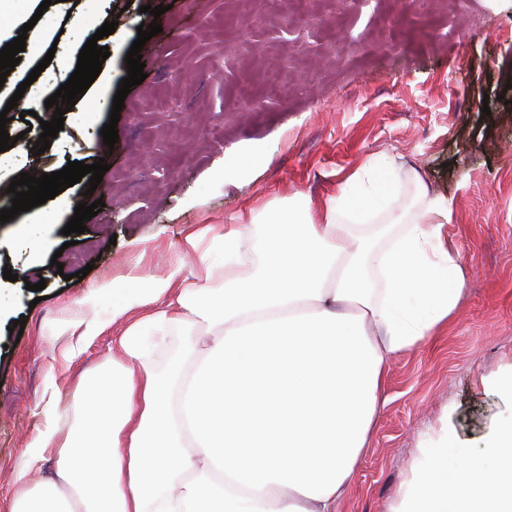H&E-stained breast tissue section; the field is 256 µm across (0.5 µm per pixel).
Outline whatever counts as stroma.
I'll list each match as a JSON object with an SVG mask.
<instances>
[{"label": "stroma", "mask_w": 512, "mask_h": 512, "mask_svg": "<svg viewBox=\"0 0 512 512\" xmlns=\"http://www.w3.org/2000/svg\"><path fill=\"white\" fill-rule=\"evenodd\" d=\"M41 3L17 0L0 22L1 40L32 23L26 42L38 47L0 85V106L48 50L77 59L92 32L69 13L117 29L102 39L110 55L99 76L38 155L30 144L53 116L45 101L68 76L52 63L31 81L34 118L6 125L17 142L0 153V209L11 207L7 188L19 173L100 159L109 169L97 188L84 179L42 204L43 223L22 214L0 223V265L16 276L0 282V512H10L24 452L47 426L44 404L66 415L78 376L118 355L135 319H113L100 287L192 277L198 255L183 242L195 228L220 235L228 224L264 222L297 192L322 202L371 158L417 173L452 202L445 230L468 277L447 329L390 360L388 402L336 512H396L413 464L442 428L478 445L512 420V397L491 385L512 365V0ZM161 4L160 18L146 13ZM154 21L162 30L141 50L146 78L106 146L111 109L91 101L102 90L115 96L138 27ZM232 97L256 106L226 111ZM98 199L102 211L67 245L62 230L76 205ZM30 282L44 283V300ZM21 318L18 337L11 328ZM76 320L107 327L79 347L67 330Z\"/></svg>", "instance_id": "35a3bbf8"}]
</instances>
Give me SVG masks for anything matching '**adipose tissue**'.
<instances>
[{"instance_id": "ef3b65f1", "label": "adipose tissue", "mask_w": 512, "mask_h": 512, "mask_svg": "<svg viewBox=\"0 0 512 512\" xmlns=\"http://www.w3.org/2000/svg\"><path fill=\"white\" fill-rule=\"evenodd\" d=\"M416 211L395 212L400 174L369 160L314 205L296 196L265 223L228 224L224 264L255 250L257 274L213 285L201 250L192 279L112 291V316L140 317L125 362L80 375L68 428L52 405L26 466L55 462L11 512H336L385 396L392 357L452 321L466 265L444 232L452 204L413 178ZM398 224L386 246L371 224ZM217 330L199 348L201 329ZM185 336L167 375L148 338ZM398 512H512V422L473 451L443 432L416 466Z\"/></svg>"}]
</instances>
